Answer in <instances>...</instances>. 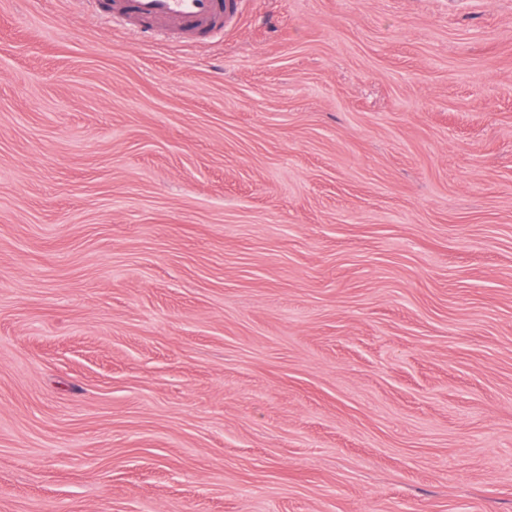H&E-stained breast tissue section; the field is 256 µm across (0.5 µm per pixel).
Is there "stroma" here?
<instances>
[{
    "label": "stroma",
    "instance_id": "obj_1",
    "mask_svg": "<svg viewBox=\"0 0 512 512\" xmlns=\"http://www.w3.org/2000/svg\"><path fill=\"white\" fill-rule=\"evenodd\" d=\"M0 512H512V0H0ZM103 11L101 0H90L93 10L102 19L135 31L155 33L172 22L196 40L208 41L223 29H228L241 14L243 0H110Z\"/></svg>",
    "mask_w": 512,
    "mask_h": 512
}]
</instances>
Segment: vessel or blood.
<instances>
[{
	"mask_svg": "<svg viewBox=\"0 0 512 512\" xmlns=\"http://www.w3.org/2000/svg\"><path fill=\"white\" fill-rule=\"evenodd\" d=\"M94 12L120 26H135L137 31L155 33L163 23L196 39L206 41L228 29L241 13L242 0H91Z\"/></svg>",
	"mask_w": 512,
	"mask_h": 512,
	"instance_id": "b4317fda",
	"label": "vessel or blood"
}]
</instances>
